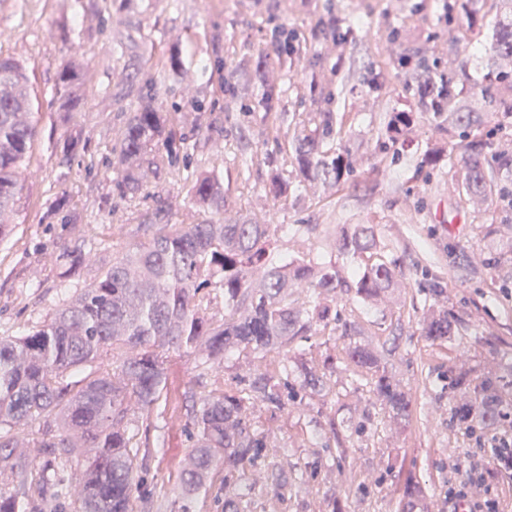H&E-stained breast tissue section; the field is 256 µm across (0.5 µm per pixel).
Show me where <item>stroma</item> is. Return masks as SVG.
Returning a JSON list of instances; mask_svg holds the SVG:
<instances>
[{"label":"stroma","instance_id":"1","mask_svg":"<svg viewBox=\"0 0 512 512\" xmlns=\"http://www.w3.org/2000/svg\"><path fill=\"white\" fill-rule=\"evenodd\" d=\"M499 18L497 0H0V55L27 68L38 101L30 178L11 215L14 229L0 240V336L39 326L146 241L149 220L202 223L189 191L204 169L224 180L226 218L274 227L272 254L333 264L352 281L363 260L340 254L336 237L360 224L372 227L376 256L395 273L378 303H356L340 288L335 304L340 322L362 326V344L409 391V421H394L369 386L355 382L350 339L337 329L316 327L285 353L239 350L220 366L166 353L145 480L162 512H224L228 498L246 501V512H404L410 478L424 488L419 512L432 503L455 512L449 492L460 469L479 466L475 452L486 438L453 413L475 397L456 377L494 376L500 408L512 412V177L487 204L461 185L470 156L491 175L512 156V89H502L498 104L472 90L492 67ZM281 27L296 39L293 54L275 40ZM174 50L180 73L156 68ZM404 56L425 59L434 81L450 82L473 123L439 126L424 88L399 66ZM73 58L85 63L87 99L70 126L51 102ZM241 61L248 89L224 91L226 65ZM186 70L194 73L189 87ZM149 80L189 148L171 166L156 146L160 167L140 193L123 197L110 163L136 104L129 91ZM319 112L335 116L325 149L351 159L353 172L305 187L293 181L292 137L314 129ZM398 112L415 121L393 142L388 127ZM73 134L80 144L65 151ZM274 172L291 180L288 196L269 194ZM63 209L70 223L59 222ZM84 244L93 263L71 274L68 253ZM432 306L454 323L451 340L423 336ZM288 355L322 376L324 389L301 391L294 376L280 407L251 401V427L266 442L260 456L230 481L216 469L205 490L175 501L202 397L246 395L249 376L278 375Z\"/></svg>","mask_w":512,"mask_h":512}]
</instances>
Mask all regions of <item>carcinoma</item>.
<instances>
[{"instance_id":"cac0c4a2","label":"carcinoma","mask_w":512,"mask_h":512,"mask_svg":"<svg viewBox=\"0 0 512 512\" xmlns=\"http://www.w3.org/2000/svg\"><path fill=\"white\" fill-rule=\"evenodd\" d=\"M491 50L496 59L494 78L512 84V0H501ZM73 63L60 76L53 97L55 111L68 121L82 110L85 92L81 71ZM415 75L429 86L430 105L439 117L453 97L448 86L431 83L430 68L417 64ZM150 100L129 113L121 134L115 164L120 171V194L143 189L148 173L158 165L153 146L166 141L168 165L178 159L175 134L158 102L153 85ZM333 113H319L318 127L295 139L296 178L301 182L338 183L352 172V162L329 155L322 140L333 132ZM413 123L410 112H398L390 132L396 137ZM37 133L34 102L26 68L0 57V237L8 231L16 198L25 189V158ZM464 189L486 203L493 195L482 162H465ZM191 203L209 211L203 224H159L152 237L125 251L101 270L42 325L22 336L0 337V512H157L159 507L141 495L142 470L153 455L149 442H133V425L149 416L167 383L162 352L194 354L209 364L240 349L264 353L288 346L313 324L336 320L321 297L338 288H354L362 302H376L390 288L393 269L378 260L366 263L352 283L340 280L336 266L311 260L273 261L266 245L274 235L269 224L224 220V181L202 171L195 179ZM338 250L357 256L375 248L371 228L344 227ZM92 262L91 250L70 253V269ZM224 290V320L217 322L203 301L209 289ZM432 341L454 336L448 315L431 310L422 322ZM374 395L393 417L412 412L407 394L394 383L382 360L360 343L347 349ZM108 364H103V361ZM96 366L85 376L71 375ZM251 399L281 405V381L259 373L248 379ZM468 428L496 420L497 390L486 377L475 402L455 409ZM39 424L38 436L27 447L41 458L39 487L32 493L24 465L14 453L21 430ZM190 465L179 485L189 498L206 486L210 473L224 467V478L240 462L253 460L263 447L250 432L245 400L225 393L204 398L192 419ZM88 455L84 469L65 475L75 449Z\"/></svg>"}]
</instances>
